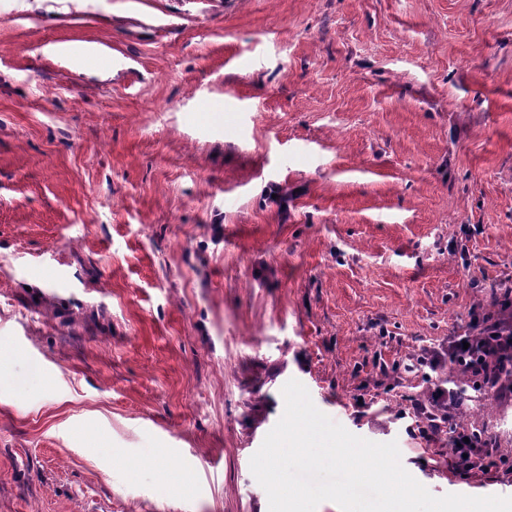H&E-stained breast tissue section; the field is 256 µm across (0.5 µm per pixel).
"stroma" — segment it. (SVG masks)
<instances>
[{
    "label": "stroma",
    "instance_id": "stroma-1",
    "mask_svg": "<svg viewBox=\"0 0 512 512\" xmlns=\"http://www.w3.org/2000/svg\"><path fill=\"white\" fill-rule=\"evenodd\" d=\"M510 294L512 0H0V512H269L292 379L512 497L408 433Z\"/></svg>",
    "mask_w": 512,
    "mask_h": 512
}]
</instances>
